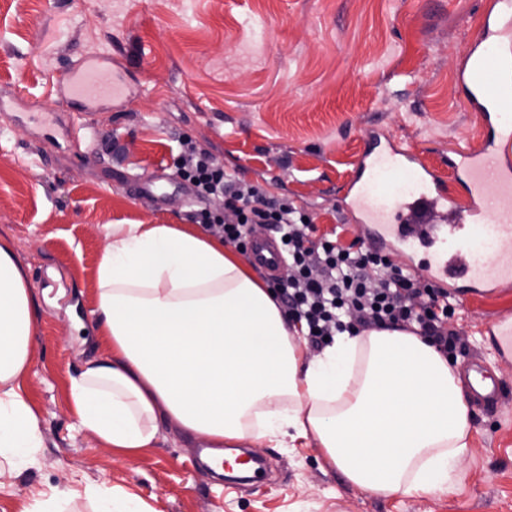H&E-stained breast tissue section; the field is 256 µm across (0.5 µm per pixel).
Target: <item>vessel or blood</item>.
I'll list each match as a JSON object with an SVG mask.
<instances>
[{
	"label": "vessel or blood",
	"instance_id": "vessel-or-blood-1",
	"mask_svg": "<svg viewBox=\"0 0 512 512\" xmlns=\"http://www.w3.org/2000/svg\"><path fill=\"white\" fill-rule=\"evenodd\" d=\"M459 83L472 111L481 113L486 134L478 151L449 158L448 167L469 192L468 206H458L446 182L438 178L411 148L377 132L358 158L345 186V209L366 224L371 246L412 249L422 242L434 246L426 265L430 277L443 282L454 254L465 253L479 242L487 226L499 237L512 238V164L504 162L512 142V0H498L487 12L479 35L463 59ZM69 101L94 106L125 96L120 78L109 77L97 61L83 62L67 72L60 83ZM175 180L164 172L139 180L141 195L166 199ZM253 261L268 273L281 266L274 239L252 243ZM471 291L512 284V254L498 253L487 263L468 268ZM468 386L480 400L495 401L500 394L481 368H469Z\"/></svg>",
	"mask_w": 512,
	"mask_h": 512
}]
</instances>
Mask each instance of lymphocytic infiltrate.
Wrapping results in <instances>:
<instances>
[{
  "mask_svg": "<svg viewBox=\"0 0 512 512\" xmlns=\"http://www.w3.org/2000/svg\"><path fill=\"white\" fill-rule=\"evenodd\" d=\"M178 174L199 198L223 197L225 208L234 213L231 222L204 210L198 214L200 223L224 241L243 247L253 226L274 229L290 274L272 280L271 289L289 321L299 324L312 342L409 324L442 355L457 358L462 346L450 325L455 307L447 290L417 287L410 271L363 241L344 245L337 235H318L305 210L214 167L187 139L181 144Z\"/></svg>",
  "mask_w": 512,
  "mask_h": 512,
  "instance_id": "1",
  "label": "lymphocytic infiltrate"
}]
</instances>
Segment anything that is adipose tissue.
Masks as SVG:
<instances>
[{
  "instance_id": "adipose-tissue-1",
  "label": "adipose tissue",
  "mask_w": 512,
  "mask_h": 512,
  "mask_svg": "<svg viewBox=\"0 0 512 512\" xmlns=\"http://www.w3.org/2000/svg\"><path fill=\"white\" fill-rule=\"evenodd\" d=\"M92 311L104 356L71 378L79 427L111 448L152 447L160 427L205 440L314 439L355 485L446 489L468 452L456 368L407 329L335 336L303 360L298 330L250 264L184 224H115ZM31 290L0 243V458H27L40 421L21 390Z\"/></svg>"
}]
</instances>
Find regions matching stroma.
Instances as JSON below:
<instances>
[{
    "mask_svg": "<svg viewBox=\"0 0 512 512\" xmlns=\"http://www.w3.org/2000/svg\"><path fill=\"white\" fill-rule=\"evenodd\" d=\"M497 0H0V242L32 291L31 369L24 392L41 446L0 477V512L43 493L62 512H101V483L155 512H512V356L491 321H512V287L459 298L458 366L486 365L504 396L471 405L469 451L453 487L382 495L349 482L315 441L281 448L239 440L269 469L259 489L198 465L202 443L162 430L124 453L81 429L72 376L105 347L89 311L95 268L113 224H193L214 197L163 204L132 193L156 170L176 174L183 139L212 162L293 201L319 233L360 237L343 187L374 129L415 148L459 204L450 156L476 150L483 124L458 82L484 12ZM111 58L129 99L91 114L56 94L86 58Z\"/></svg>",
    "mask_w": 512,
    "mask_h": 512,
    "instance_id": "1",
    "label": "stroma"
}]
</instances>
